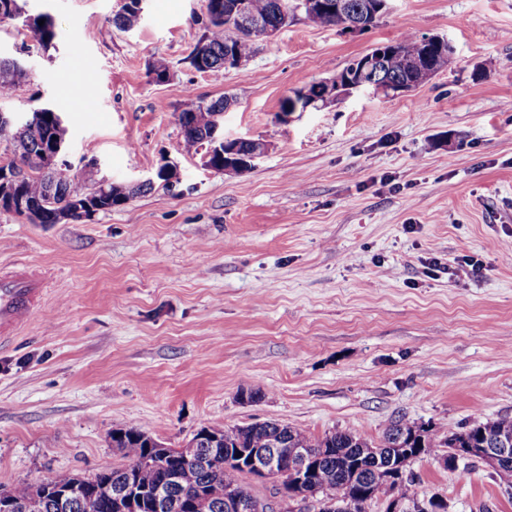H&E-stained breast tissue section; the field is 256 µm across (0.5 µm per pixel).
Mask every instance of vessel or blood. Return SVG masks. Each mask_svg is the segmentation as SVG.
<instances>
[{
	"label": "vessel or blood",
	"mask_w": 512,
	"mask_h": 512,
	"mask_svg": "<svg viewBox=\"0 0 512 512\" xmlns=\"http://www.w3.org/2000/svg\"><path fill=\"white\" fill-rule=\"evenodd\" d=\"M44 291L45 281L40 272L15 269L0 274V346L31 316Z\"/></svg>",
	"instance_id": "vessel-or-blood-1"
}]
</instances>
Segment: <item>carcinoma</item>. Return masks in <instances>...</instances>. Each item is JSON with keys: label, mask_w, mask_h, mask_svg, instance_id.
<instances>
[{"label": "carcinoma", "mask_w": 512, "mask_h": 512, "mask_svg": "<svg viewBox=\"0 0 512 512\" xmlns=\"http://www.w3.org/2000/svg\"><path fill=\"white\" fill-rule=\"evenodd\" d=\"M237 0H206L207 25L202 37L190 53L191 65L200 72L219 73L224 70V54L231 53L248 62L256 50L260 35L248 36L239 33L236 20L226 12V5ZM248 11L255 17L268 22L273 29L280 30L293 20L296 12L315 26H337L340 19L326 9L309 10L302 7V0H243ZM354 18L361 21L359 30L364 31L376 21V16L363 15L365 0H349ZM22 20V26L29 31L44 49L49 48L55 38L54 20L45 14L27 15L20 0H0V21ZM44 24H38V21ZM115 24L122 29L138 26L139 17L126 3L115 17ZM424 60L432 71L439 73L448 69V49L440 46H426L419 36L408 35L397 42L382 46L380 79L415 82L417 76L410 68L409 60ZM27 79V74L15 65V60L0 57V100L12 97L15 89ZM229 98L206 101L198 98L184 103L178 121L183 134V150L189 155H199L210 137L215 114L224 111ZM58 116L47 106L31 111V119L22 127L0 126V138L9 142L19 162L12 163L15 170L13 179L8 181V192L0 199V208L23 217L32 224H60L84 221L78 211L77 198L82 196L96 202V212L112 210L133 197L152 190V186L130 187L114 183L104 184L94 165H86L82 180L87 186L80 188L76 176L65 163H50L45 153L58 133ZM24 199L25 208L11 205V201ZM416 425L398 420L391 423L379 442H369L349 432L336 431L323 437H315L302 429L266 421L243 428L203 427L197 432L200 437L198 457L187 462L181 458L162 460L148 451L151 437L138 429L116 428L110 439L112 447L121 451L126 463L120 467L101 471L91 478L77 477L90 486L106 482L113 487H122L133 482V487L151 494L156 488H163L166 497L176 502H187L198 492L211 490L214 497L208 505L194 512H231L224 505V487L234 489L243 502L256 499L250 486L239 480L247 473L241 466L229 464L231 448H267L270 439H278L281 466L288 465L287 451L298 445L310 450L312 473L311 483L325 487L333 498H347L362 491L375 482L372 462L368 450L375 448L381 457L398 456L396 449H407V456L401 465L409 467L411 462L428 455L438 448H483L499 436H512V417L502 416L486 423L450 430L446 427H421L420 433H413ZM224 436V447L212 448L209 436ZM414 476L391 484L393 494L406 502H415L413 491ZM0 488L9 490L20 504L32 500L42 486L16 483L6 476H0ZM39 512H118L115 502L107 496L96 498H74L64 508L49 491L40 497Z\"/></svg>", "instance_id": "obj_1"}]
</instances>
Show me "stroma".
<instances>
[{
    "label": "stroma",
    "mask_w": 512,
    "mask_h": 512,
    "mask_svg": "<svg viewBox=\"0 0 512 512\" xmlns=\"http://www.w3.org/2000/svg\"><path fill=\"white\" fill-rule=\"evenodd\" d=\"M122 3L24 0L55 21L46 51L0 23V54L31 73L7 108L61 112L72 168L95 160L127 185L178 165L172 187L79 224L0 211V267L47 278L0 348V474L34 486L120 466L116 427L180 448L204 426L376 442L398 419L512 416V0H392L363 32L299 15L217 75L189 60L205 0H146L130 31L113 23ZM408 34L448 40V69L282 114L294 91ZM156 60L169 81L153 80ZM189 96L233 97L225 138L267 152L237 173L185 154ZM410 469L417 497L448 512H512L485 464L450 470L435 453Z\"/></svg>",
    "instance_id": "stroma-1"
}]
</instances>
